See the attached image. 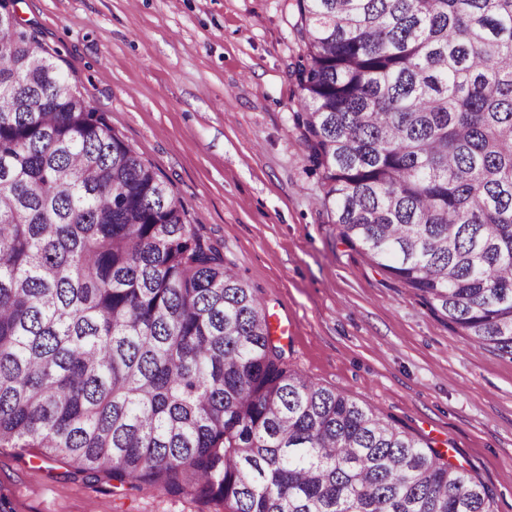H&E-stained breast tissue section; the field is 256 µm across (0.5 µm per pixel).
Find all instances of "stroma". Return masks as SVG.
<instances>
[{
	"mask_svg": "<svg viewBox=\"0 0 512 512\" xmlns=\"http://www.w3.org/2000/svg\"><path fill=\"white\" fill-rule=\"evenodd\" d=\"M55 62L221 244L288 333L289 365L368 404L512 512V359L478 350L342 241L291 115L294 0H18ZM13 512H223L113 493L37 449L0 448Z\"/></svg>",
	"mask_w": 512,
	"mask_h": 512,
	"instance_id": "stroma-1",
	"label": "stroma"
}]
</instances>
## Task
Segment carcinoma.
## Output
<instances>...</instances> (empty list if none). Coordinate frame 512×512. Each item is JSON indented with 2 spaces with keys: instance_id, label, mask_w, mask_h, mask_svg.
I'll use <instances>...</instances> for the list:
<instances>
[{
  "instance_id": "cac0c4a2",
  "label": "carcinoma",
  "mask_w": 512,
  "mask_h": 512,
  "mask_svg": "<svg viewBox=\"0 0 512 512\" xmlns=\"http://www.w3.org/2000/svg\"><path fill=\"white\" fill-rule=\"evenodd\" d=\"M0 0V448L224 512H495L295 372L256 292ZM292 114L343 240L512 358V0H296Z\"/></svg>"
}]
</instances>
